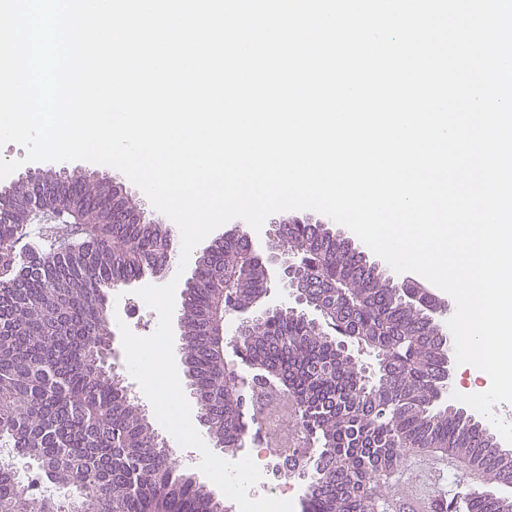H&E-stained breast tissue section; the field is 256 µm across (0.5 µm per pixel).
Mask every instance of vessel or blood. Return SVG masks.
Returning a JSON list of instances; mask_svg holds the SVG:
<instances>
[{
	"instance_id": "1",
	"label": "vessel or blood",
	"mask_w": 512,
	"mask_h": 512,
	"mask_svg": "<svg viewBox=\"0 0 512 512\" xmlns=\"http://www.w3.org/2000/svg\"><path fill=\"white\" fill-rule=\"evenodd\" d=\"M412 473L407 492L396 498L395 512H446L448 474L460 471V461L449 454L427 450L411 452Z\"/></svg>"
}]
</instances>
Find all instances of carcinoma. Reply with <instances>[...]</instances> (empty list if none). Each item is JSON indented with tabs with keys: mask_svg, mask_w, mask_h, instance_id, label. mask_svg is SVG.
<instances>
[{
	"mask_svg": "<svg viewBox=\"0 0 512 512\" xmlns=\"http://www.w3.org/2000/svg\"><path fill=\"white\" fill-rule=\"evenodd\" d=\"M79 193L53 199L73 206L81 224L44 225L43 242L18 248L25 223H0V448H29L31 473L68 484L69 500L25 492L0 465V512H226L224 498L176 468L166 438L108 363L109 293L153 277L175 251L171 227L114 224L101 189L79 172ZM285 252L316 285L315 299L336 305L318 326L284 306L244 315L270 291L261 257L243 231L217 242L193 269L197 283L181 303L185 386L219 451L258 439L272 396L292 400L303 447L286 468L308 478L304 512H378L380 476L410 448L461 458L488 486L502 472L487 435L436 400L448 371L443 325L431 324L407 294L375 271L330 227H279ZM241 314L230 340L218 317ZM383 356L386 370L364 382L358 358L336 335ZM233 346L251 371L241 378L224 356ZM495 492L464 494L466 512H499Z\"/></svg>",
	"mask_w": 512,
	"mask_h": 512,
	"instance_id": "1",
	"label": "carcinoma"
}]
</instances>
